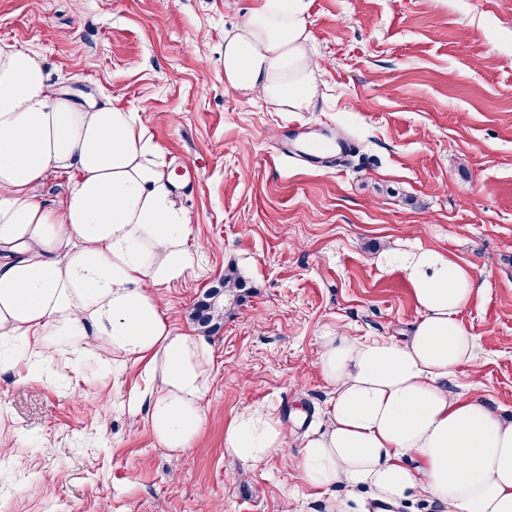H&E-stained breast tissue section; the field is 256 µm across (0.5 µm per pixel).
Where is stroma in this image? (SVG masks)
Masks as SVG:
<instances>
[{
    "mask_svg": "<svg viewBox=\"0 0 512 512\" xmlns=\"http://www.w3.org/2000/svg\"><path fill=\"white\" fill-rule=\"evenodd\" d=\"M257 0H0V44L37 51L83 105L140 112L180 182L202 249L166 288L165 316L236 267L249 292L211 333L208 422L162 448L123 401L140 366L82 382L66 354L52 382L0 374V512H326L295 484L306 434L331 397L319 338L411 336L421 318L390 250L434 248L472 268L461 314L484 400L512 418V0H304L317 94L300 112L224 85V35ZM348 142L312 163L298 146ZM264 403L288 445L236 482L224 430Z\"/></svg>",
    "mask_w": 512,
    "mask_h": 512,
    "instance_id": "35a3bbf8",
    "label": "stroma"
}]
</instances>
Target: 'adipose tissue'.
<instances>
[{"instance_id":"1","label":"adipose tissue","mask_w":512,"mask_h":512,"mask_svg":"<svg viewBox=\"0 0 512 512\" xmlns=\"http://www.w3.org/2000/svg\"><path fill=\"white\" fill-rule=\"evenodd\" d=\"M300 0H258L224 36V84L292 110L316 94ZM140 113L82 106L50 83L39 55L0 46V371L36 379L66 349L73 368L105 351L96 375L143 367L132 423L161 447H193L208 414L213 348L165 317L163 288L193 270L191 216ZM75 172L58 204L36 193L51 172ZM422 316L406 342L319 339L316 365L333 396L302 444L297 478L327 491L368 488L391 504L417 495L446 512H512V420L448 384L475 367L460 315L471 268L431 248L395 253ZM288 432L268 406L242 408L224 453L257 468Z\"/></svg>"}]
</instances>
